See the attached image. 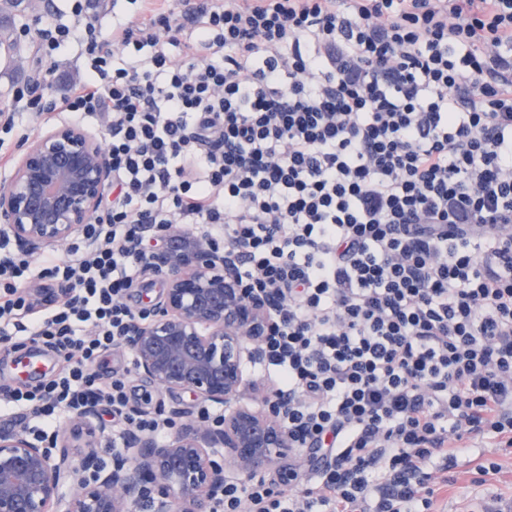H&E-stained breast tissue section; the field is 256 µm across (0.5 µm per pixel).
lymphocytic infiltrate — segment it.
I'll return each mask as SVG.
<instances>
[{"mask_svg":"<svg viewBox=\"0 0 512 512\" xmlns=\"http://www.w3.org/2000/svg\"><path fill=\"white\" fill-rule=\"evenodd\" d=\"M72 12L21 34L49 68L81 37L90 75L17 88L0 129L103 118L112 199L67 258L0 238V335L70 363L0 412L43 438L101 406L165 436L130 404L132 367L95 365L137 316L144 225L198 224L272 299L262 365L295 452L323 458L226 482L214 512H431L428 459L512 447V0H153L105 35ZM35 274L68 299L35 310Z\"/></svg>","mask_w":512,"mask_h":512,"instance_id":"lymphocytic-infiltrate-1","label":"lymphocytic infiltrate"}]
</instances>
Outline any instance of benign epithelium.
<instances>
[{
  "label": "benign epithelium",
  "instance_id": "1",
  "mask_svg": "<svg viewBox=\"0 0 512 512\" xmlns=\"http://www.w3.org/2000/svg\"><path fill=\"white\" fill-rule=\"evenodd\" d=\"M111 176L103 146L82 126L36 134L0 186V234L31 254L56 249L89 223ZM145 232L160 239L150 270L163 289L149 317L129 324L123 348L146 383L189 390L223 406L224 418L214 424L172 407V438L131 431L129 456L114 468L97 460L107 425L92 410L49 447L0 431V512H130L143 499L153 512H213L229 477L247 479L292 454L283 401L244 379L245 357L261 354L270 302L244 296L238 251L187 230Z\"/></svg>",
  "mask_w": 512,
  "mask_h": 512
}]
</instances>
